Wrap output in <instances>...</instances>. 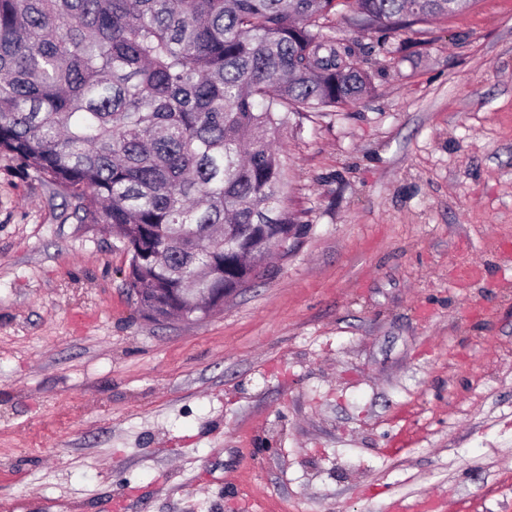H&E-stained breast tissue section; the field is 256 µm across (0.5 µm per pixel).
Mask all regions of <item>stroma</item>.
Here are the masks:
<instances>
[{
	"label": "stroma",
	"mask_w": 512,
	"mask_h": 512,
	"mask_svg": "<svg viewBox=\"0 0 512 512\" xmlns=\"http://www.w3.org/2000/svg\"><path fill=\"white\" fill-rule=\"evenodd\" d=\"M333 23L374 88L291 116L301 230L206 318L0 152V505L512 512V0Z\"/></svg>",
	"instance_id": "35a3bbf8"
}]
</instances>
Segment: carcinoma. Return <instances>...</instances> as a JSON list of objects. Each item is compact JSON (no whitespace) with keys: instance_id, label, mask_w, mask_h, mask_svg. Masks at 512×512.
Instances as JSON below:
<instances>
[{"instance_id":"1","label":"carcinoma","mask_w":512,"mask_h":512,"mask_svg":"<svg viewBox=\"0 0 512 512\" xmlns=\"http://www.w3.org/2000/svg\"><path fill=\"white\" fill-rule=\"evenodd\" d=\"M383 33L456 14L448 0H0V151L107 224L130 288L248 285L294 235L274 146L290 115L372 89L336 7Z\"/></svg>"}]
</instances>
